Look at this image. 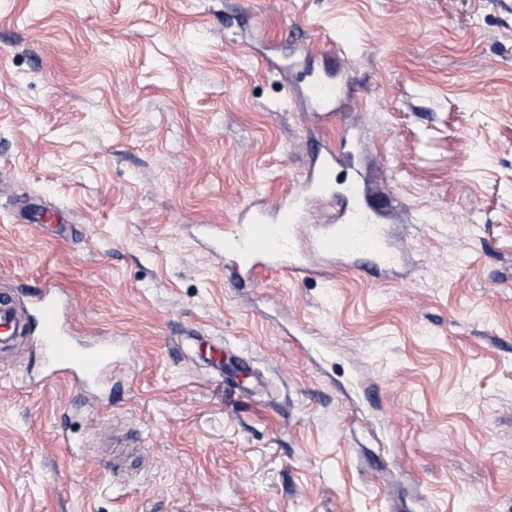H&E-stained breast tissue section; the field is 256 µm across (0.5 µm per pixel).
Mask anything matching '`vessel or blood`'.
Returning a JSON list of instances; mask_svg holds the SVG:
<instances>
[{"mask_svg":"<svg viewBox=\"0 0 512 512\" xmlns=\"http://www.w3.org/2000/svg\"><path fill=\"white\" fill-rule=\"evenodd\" d=\"M335 179L336 157L330 154L314 161L307 183L323 193L332 188ZM304 212L298 195L282 203L270 221L258 205L246 207L237 224L217 232L225 269L249 276L261 268L308 275L327 273L357 256L392 262L391 244L378 226L363 216L355 187H348L346 201L308 236L302 233ZM29 298V305L22 309L12 295L0 291V347L35 337L44 353L36 384L46 386L61 378L97 384L122 363L125 343L106 336L90 344L81 341L69 320L71 297L61 285L45 283L30 292Z\"/></svg>","mask_w":512,"mask_h":512,"instance_id":"b4317fda","label":"vessel or blood"}]
</instances>
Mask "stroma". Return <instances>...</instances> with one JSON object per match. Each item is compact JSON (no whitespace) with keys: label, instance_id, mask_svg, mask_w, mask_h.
Instances as JSON below:
<instances>
[{"label":"stroma","instance_id":"1","mask_svg":"<svg viewBox=\"0 0 512 512\" xmlns=\"http://www.w3.org/2000/svg\"><path fill=\"white\" fill-rule=\"evenodd\" d=\"M327 147L398 263L225 279L201 225ZM45 281L130 351L0 352V512H512V0H0V286Z\"/></svg>","mask_w":512,"mask_h":512}]
</instances>
